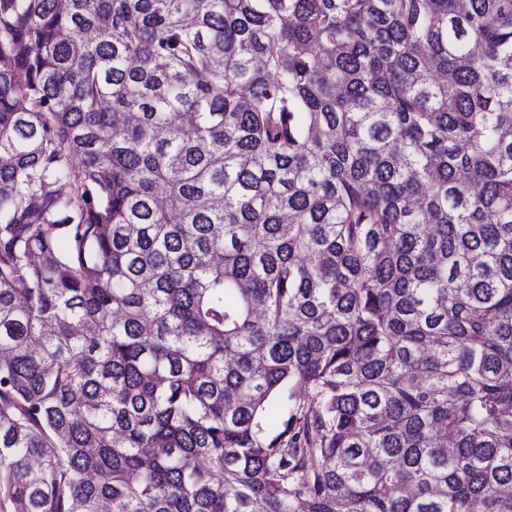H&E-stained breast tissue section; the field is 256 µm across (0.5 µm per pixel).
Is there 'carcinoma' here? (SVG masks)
<instances>
[{"label": "carcinoma", "instance_id": "cac0c4a2", "mask_svg": "<svg viewBox=\"0 0 512 512\" xmlns=\"http://www.w3.org/2000/svg\"><path fill=\"white\" fill-rule=\"evenodd\" d=\"M1 158L0 512H512V0H0Z\"/></svg>", "mask_w": 512, "mask_h": 512}]
</instances>
